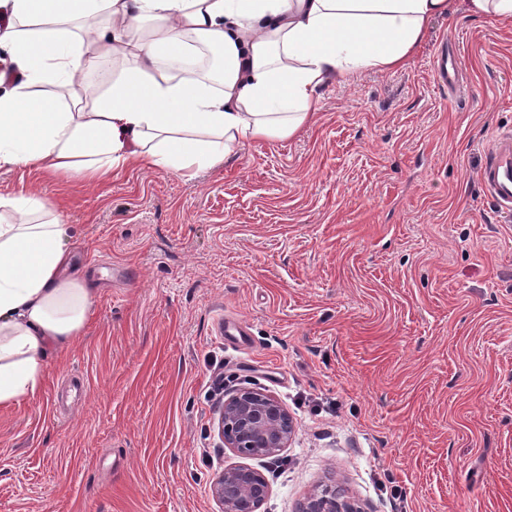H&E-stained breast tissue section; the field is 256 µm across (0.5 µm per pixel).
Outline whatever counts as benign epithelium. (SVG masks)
<instances>
[{"label": "benign epithelium", "mask_w": 512, "mask_h": 512, "mask_svg": "<svg viewBox=\"0 0 512 512\" xmlns=\"http://www.w3.org/2000/svg\"><path fill=\"white\" fill-rule=\"evenodd\" d=\"M224 447L242 456L252 447H265L275 453L288 446L294 426L287 409L273 395L256 389H242L224 400L217 424ZM211 493L223 512H259L268 493L264 476L256 469L240 465L217 474ZM299 512H356L341 492L330 498L314 494Z\"/></svg>", "instance_id": "7a95c632"}]
</instances>
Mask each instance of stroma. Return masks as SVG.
Returning <instances> with one entry per match:
<instances>
[{"label": "stroma", "instance_id": "stroma-1", "mask_svg": "<svg viewBox=\"0 0 512 512\" xmlns=\"http://www.w3.org/2000/svg\"><path fill=\"white\" fill-rule=\"evenodd\" d=\"M508 130L512 29L460 9L407 68L197 176L0 170V195L72 225L96 295L40 391L0 408V512H220L210 483L241 464L269 476L261 512L325 484L363 512H512V215L478 180ZM218 368L293 417L281 476L222 446Z\"/></svg>", "mask_w": 512, "mask_h": 512}]
</instances>
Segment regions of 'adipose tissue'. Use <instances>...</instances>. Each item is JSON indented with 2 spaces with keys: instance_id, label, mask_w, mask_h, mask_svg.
<instances>
[{
  "instance_id": "ef3b65f1",
  "label": "adipose tissue",
  "mask_w": 512,
  "mask_h": 512,
  "mask_svg": "<svg viewBox=\"0 0 512 512\" xmlns=\"http://www.w3.org/2000/svg\"><path fill=\"white\" fill-rule=\"evenodd\" d=\"M453 0H0V170L192 176L311 125L321 93L407 66ZM113 63L88 101L87 67ZM54 93H46V86ZM71 225L0 195V407L41 387L95 293Z\"/></svg>"
}]
</instances>
